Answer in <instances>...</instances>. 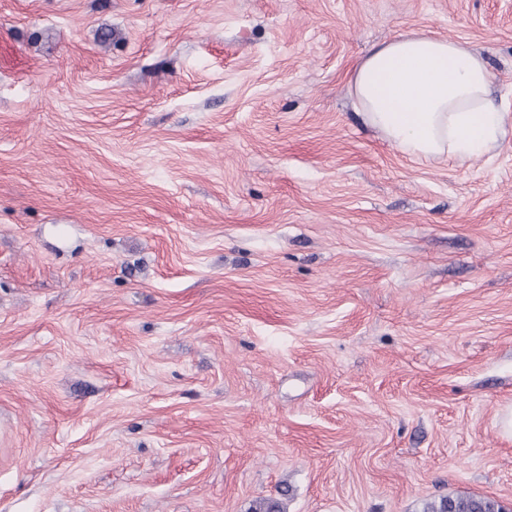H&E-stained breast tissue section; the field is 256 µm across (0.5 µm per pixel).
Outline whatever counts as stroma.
Here are the masks:
<instances>
[{
	"label": "stroma",
	"instance_id": "35a3bbf8",
	"mask_svg": "<svg viewBox=\"0 0 512 512\" xmlns=\"http://www.w3.org/2000/svg\"><path fill=\"white\" fill-rule=\"evenodd\" d=\"M413 31L512 113V0H0V512H512V120L366 125ZM350 89L364 121L408 155L468 159L505 134L487 62L464 42L401 35L360 59ZM422 512H504L502 506L490 497L456 495L424 503Z\"/></svg>",
	"mask_w": 512,
	"mask_h": 512
}]
</instances>
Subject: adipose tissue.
<instances>
[{
  "instance_id": "adipose-tissue-1",
  "label": "adipose tissue",
  "mask_w": 512,
  "mask_h": 512,
  "mask_svg": "<svg viewBox=\"0 0 512 512\" xmlns=\"http://www.w3.org/2000/svg\"><path fill=\"white\" fill-rule=\"evenodd\" d=\"M350 89L364 121L415 157L468 159L505 133L487 62L460 41L413 32L376 46L355 66Z\"/></svg>"
}]
</instances>
